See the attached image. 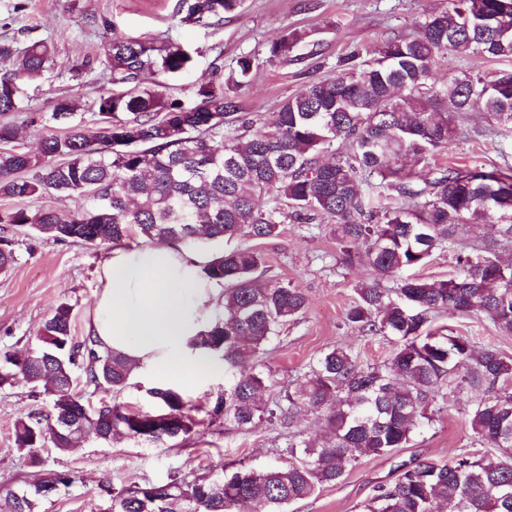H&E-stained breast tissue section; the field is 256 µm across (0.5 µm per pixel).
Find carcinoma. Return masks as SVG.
<instances>
[{"mask_svg":"<svg viewBox=\"0 0 512 512\" xmlns=\"http://www.w3.org/2000/svg\"><path fill=\"white\" fill-rule=\"evenodd\" d=\"M240 0H181L182 21L210 26L237 10ZM311 34L294 31L274 42L270 58L297 61ZM512 59V0H448L425 14L418 32L388 40L378 57L341 59L336 74L308 82L284 100L272 123L240 111L238 101L211 75L201 76L190 103L147 86V73L176 78L194 57L183 45L149 38L113 40L101 64L112 88L96 100L99 128L74 125L46 136L38 152L15 146L18 129L0 122V196L87 195L93 204L66 215L53 209L0 213V224L29 226L46 240L101 245L131 234L146 242L192 244L210 240L265 239L282 224L332 225L343 260L364 259L369 278L356 286L347 320L364 332L391 338L395 348L381 365L362 366L349 351L329 348L303 376L281 386L276 399L272 371L251 361L306 306L290 282L262 279L261 254L238 246L216 254L202 273L224 286V318L212 322L197 345L208 363L224 367V394L212 413L224 424L248 430L261 422L292 424L301 411L321 416L329 440L319 446L288 440L287 460L262 468L221 467L210 476L172 478L155 494L104 486L111 512H238L253 502L263 512H288L292 503L338 481L366 456L406 447L435 421L438 400L468 397L473 442L483 452L463 451L446 464L402 465L390 486H379L364 512H512V358L475 349L463 334L432 326L448 309L482 315L512 334V262L489 245L457 255L458 272L430 279L403 272L426 264L443 244L454 245L467 224L498 223L501 242L512 244V170L432 165L456 135V117L478 110L512 129V70L491 75L461 71L448 83H429L446 53ZM0 115L18 112L20 84L54 66L50 44L23 48L0 40ZM59 98L51 119L74 114ZM235 134L224 135V126ZM430 177L416 180L414 167ZM377 179L374 184L371 179ZM376 185L379 191L366 190ZM408 205H396V199ZM393 286L386 287L384 283ZM72 307L62 303L47 318L39 346L4 353L0 388L21 377L51 397L53 415L17 420L15 441L40 462L49 442L59 451L87 432L163 445L188 437L196 422L181 390L150 389L152 410L124 403L92 407L74 393L72 368L84 365L85 383L116 394L130 387L135 366L128 357L98 350L91 336L77 341ZM35 489H8L0 512H39Z\"/></svg>","mask_w":512,"mask_h":512,"instance_id":"carcinoma-1","label":"carcinoma"}]
</instances>
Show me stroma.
<instances>
[{"instance_id":"35a3bbf8","label":"stroma","mask_w":512,"mask_h":512,"mask_svg":"<svg viewBox=\"0 0 512 512\" xmlns=\"http://www.w3.org/2000/svg\"><path fill=\"white\" fill-rule=\"evenodd\" d=\"M19 1L25 9L17 13L13 7ZM179 4L180 0H0V37L19 29L23 41L47 40L56 60L54 71L24 85L25 111L8 116L19 131L17 147L36 150L42 137L65 134L73 124L90 133L96 130L94 102L107 88V78L101 69L79 73L75 66L85 57L101 56L109 40L160 38L195 49L191 74L166 80L154 74L144 77L146 85L165 83L168 93L185 100L193 98L197 77L209 73L212 62H219L227 77L238 57H252L248 81L231 93L243 111L258 113L268 123L284 99L309 81L334 75L338 61L352 50L373 58L389 38L414 34L423 15L444 7L445 0H243L239 9L208 27L184 24ZM296 29L311 32L317 57L301 62L270 60V45ZM62 97L76 103L75 114L66 123L49 120L52 104ZM34 113L45 114V122L31 123ZM435 163L488 170L512 167V130L485 113L469 112L458 122L455 140ZM7 235L16 260L8 273L0 274V355L35 347L43 322L63 302L73 309L75 336H86L102 263L115 248L144 245L136 235L117 245L53 242L27 226L8 227ZM253 246L263 256L265 276L291 282L307 299L300 319L288 324L259 359L278 382L304 374L321 352L334 346L352 352L364 365L387 359L393 348L389 338L362 332L346 319L357 298L354 288L368 278L369 269L342 264L330 225L283 224L277 236L254 241ZM436 320L450 331L472 337L476 348L491 346L512 358V335L499 333L484 318L450 310ZM157 381L152 373H139L134 388L116 397L111 391L85 386L82 368L74 370L75 393L93 406L117 399L153 409L147 391ZM182 391L199 422L196 433L187 439L156 447L90 436L65 452L45 446L41 463L34 464L15 444V423L30 414L46 418L52 399L22 379L0 388V491L37 482L51 471H65L74 475L73 486L46 499L42 512H103L102 486L164 483L174 475L202 474L230 462L263 466L277 459L289 435L325 436L319 418L306 412L296 416L287 433L269 424L237 431L210 423L208 412L224 391L220 372L198 377ZM471 446L463 403H448L434 424L415 435L407 447L387 456L363 458L340 481L291 504L288 512H360L377 486L394 482L400 465L444 464Z\"/></svg>"}]
</instances>
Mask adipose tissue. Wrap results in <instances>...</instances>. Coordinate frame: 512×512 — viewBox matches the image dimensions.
I'll use <instances>...</instances> for the list:
<instances>
[{
	"label": "adipose tissue",
	"mask_w": 512,
	"mask_h": 512,
	"mask_svg": "<svg viewBox=\"0 0 512 512\" xmlns=\"http://www.w3.org/2000/svg\"><path fill=\"white\" fill-rule=\"evenodd\" d=\"M200 264L172 244L111 252L89 326L98 348L126 355L142 370L195 380L201 353L189 342L204 328L205 307L218 301Z\"/></svg>",
	"instance_id": "obj_1"
}]
</instances>
